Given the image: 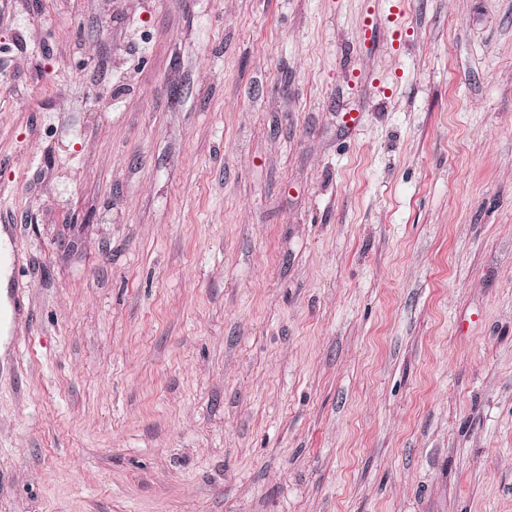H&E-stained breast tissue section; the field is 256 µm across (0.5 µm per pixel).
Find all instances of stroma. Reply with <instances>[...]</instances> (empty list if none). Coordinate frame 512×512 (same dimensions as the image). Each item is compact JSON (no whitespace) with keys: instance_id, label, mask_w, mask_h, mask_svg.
<instances>
[{"instance_id":"35a3bbf8","label":"stroma","mask_w":512,"mask_h":512,"mask_svg":"<svg viewBox=\"0 0 512 512\" xmlns=\"http://www.w3.org/2000/svg\"><path fill=\"white\" fill-rule=\"evenodd\" d=\"M0 227V512H512V0H0Z\"/></svg>"}]
</instances>
